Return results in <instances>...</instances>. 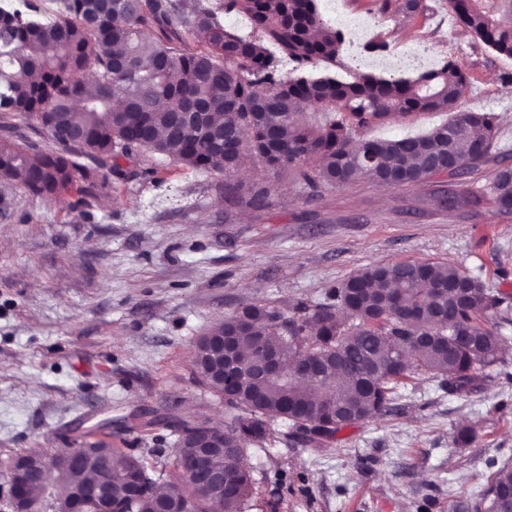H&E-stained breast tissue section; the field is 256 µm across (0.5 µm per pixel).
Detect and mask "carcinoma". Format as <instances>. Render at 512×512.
Here are the masks:
<instances>
[{"label": "carcinoma", "mask_w": 512, "mask_h": 512, "mask_svg": "<svg viewBox=\"0 0 512 512\" xmlns=\"http://www.w3.org/2000/svg\"><path fill=\"white\" fill-rule=\"evenodd\" d=\"M449 3L475 39L512 59V0ZM1 12L0 113L34 118L53 146L25 149L0 138V180L20 176L33 196L89 194L98 182L126 176L121 161L148 155L224 174V199L254 209L268 205L270 190L256 183L241 194L234 175L246 164L288 172L309 202L364 179L420 186L445 176L450 188L429 194L437 209L478 213L489 204L512 215V167L498 148L495 117L459 109L468 76L451 60L410 77L336 73L344 34L320 0H60L53 18L34 7ZM231 14L248 18V34L224 25ZM185 35L199 49L176 50ZM21 73L35 80L23 83ZM416 112L452 116L423 133L363 137ZM490 163L498 169L489 193L454 189ZM468 278L450 263H383L320 299L288 308L259 301L225 313L209 332L234 336L235 370L251 372L261 346L280 353L283 366L248 392L232 391L212 381L200 357L205 337L196 341V379L224 402V447L241 459L267 443L278 421L285 440L320 448L346 427L392 415L396 389L422 375L448 393L479 389L500 354L485 313L504 299L477 279L460 292ZM428 333L435 341L417 342ZM302 354L324 368L330 390L296 378L293 360ZM100 452L112 486L85 512H158L163 499L190 512H247L253 496L250 470L224 454L207 460L229 486L216 498L160 449L151 464L105 441ZM22 457L34 473L53 464L38 450ZM98 462L56 473L45 512H65ZM476 510L512 512L511 463L490 476Z\"/></svg>", "instance_id": "carcinoma-1"}]
</instances>
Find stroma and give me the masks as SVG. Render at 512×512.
Here are the masks:
<instances>
[{
  "mask_svg": "<svg viewBox=\"0 0 512 512\" xmlns=\"http://www.w3.org/2000/svg\"><path fill=\"white\" fill-rule=\"evenodd\" d=\"M369 19L366 41L398 63L453 60L470 78L460 109L496 116L512 149V59L459 26L448 0L408 17L396 0H321ZM126 177L80 199L29 195L0 181V512L9 465L28 448L55 454L108 434L138 456L176 458L164 418L220 423L224 406L193 374V346L224 312L253 301L288 306L377 263H452L512 303V216L421 211L417 187L363 180L307 202L288 173L264 183L262 209L224 200V177L135 159ZM483 387L442 391L421 377L394 415L338 432L322 448L273 436L244 461L252 512H475L488 476L512 461V324ZM473 442L456 447L459 427Z\"/></svg>",
  "mask_w": 512,
  "mask_h": 512,
  "instance_id": "obj_1",
  "label": "stroma"
}]
</instances>
